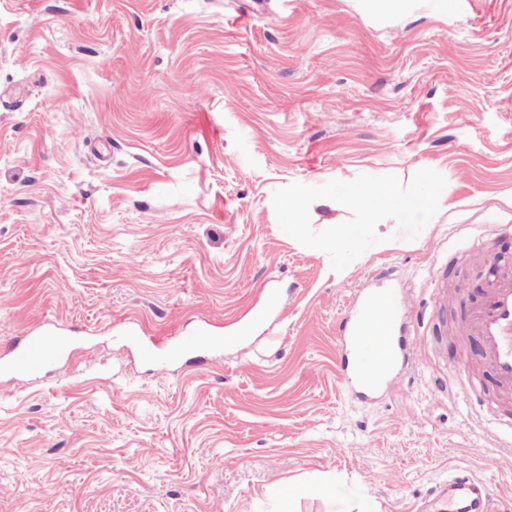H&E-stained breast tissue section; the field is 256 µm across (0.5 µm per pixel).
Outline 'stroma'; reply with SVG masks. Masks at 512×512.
<instances>
[{"mask_svg":"<svg viewBox=\"0 0 512 512\" xmlns=\"http://www.w3.org/2000/svg\"><path fill=\"white\" fill-rule=\"evenodd\" d=\"M364 180L448 208L384 244ZM495 224L512 0H0V356L50 321L76 337L43 380L0 378V512H418L453 469L512 512V437L448 372L417 359L385 398L336 379L358 289L385 271L422 300L443 265L456 322ZM268 287L223 361L157 374L123 347L223 333Z\"/></svg>","mask_w":512,"mask_h":512,"instance_id":"obj_1","label":"stroma"}]
</instances>
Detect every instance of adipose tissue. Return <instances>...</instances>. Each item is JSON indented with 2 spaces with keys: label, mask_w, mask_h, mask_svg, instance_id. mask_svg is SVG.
Listing matches in <instances>:
<instances>
[{
  "label": "adipose tissue",
  "mask_w": 512,
  "mask_h": 512,
  "mask_svg": "<svg viewBox=\"0 0 512 512\" xmlns=\"http://www.w3.org/2000/svg\"><path fill=\"white\" fill-rule=\"evenodd\" d=\"M352 206L360 213L364 223L381 225L396 216L412 224H431L438 210L443 209L441 196L410 198L400 194L384 181H367L353 186L349 191Z\"/></svg>",
  "instance_id": "obj_1"
}]
</instances>
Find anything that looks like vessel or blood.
<instances>
[{"label": "vessel or blood", "instance_id": "vessel-or-blood-1", "mask_svg": "<svg viewBox=\"0 0 512 512\" xmlns=\"http://www.w3.org/2000/svg\"><path fill=\"white\" fill-rule=\"evenodd\" d=\"M429 297L431 312L423 314L416 299L401 288H386L379 292L360 290L353 308L346 312L339 329L351 352L350 359L338 362L336 378L355 385L363 396L388 395L417 356H426L440 363L443 347L429 343L426 328L436 329L439 335L454 332L458 337H477L482 351L478 358L461 357L453 366V382L465 393L482 386L484 372H492L498 382L499 400L512 399V272L495 271L485 282L479 302L460 324L448 327L441 316L448 307V285L444 276L432 278ZM270 311L262 305L254 309L249 319L237 328L218 336L201 331L195 336H178L166 346L139 345L137 356L145 363L157 365L166 372L168 363L192 361L205 350H216L234 344L255 332ZM378 313L382 327L384 357L371 359V341L364 327L371 313ZM70 339L41 330L17 338L11 344L6 359H0V373L20 377L42 374L50 362L69 355ZM436 499L450 503L449 512H497L495 498L489 486L473 475L456 470L448 479L432 489Z\"/></svg>", "mask_w": 512, "mask_h": 512}]
</instances>
